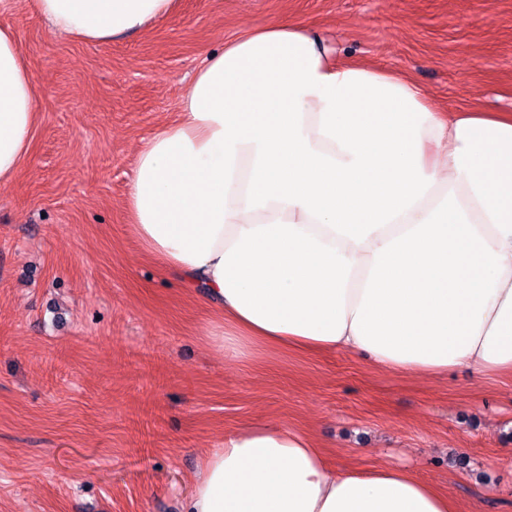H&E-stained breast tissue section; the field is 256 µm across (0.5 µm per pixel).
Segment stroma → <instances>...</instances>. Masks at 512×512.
I'll list each match as a JSON object with an SVG mask.
<instances>
[{"instance_id":"35a3bbf8","label":"stroma","mask_w":512,"mask_h":512,"mask_svg":"<svg viewBox=\"0 0 512 512\" xmlns=\"http://www.w3.org/2000/svg\"><path fill=\"white\" fill-rule=\"evenodd\" d=\"M281 17L341 62L408 75L441 111L512 112V0H179L106 44L9 0L0 28L41 95L33 152L0 187V512H179L205 455L255 419L314 434L336 468L404 466L459 512H512L511 377L225 358L212 314L127 233L143 141L209 52Z\"/></svg>"}]
</instances>
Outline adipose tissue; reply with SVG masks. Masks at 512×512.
<instances>
[{
	"mask_svg": "<svg viewBox=\"0 0 512 512\" xmlns=\"http://www.w3.org/2000/svg\"><path fill=\"white\" fill-rule=\"evenodd\" d=\"M97 43L177 0H34ZM39 84L0 29V186L31 153ZM128 234L219 314L233 358L354 352L415 378L512 376V113L442 112L408 76L283 18L208 54L177 122L140 150ZM182 512H457L408 469L331 467L308 431L258 419L209 451Z\"/></svg>",
	"mask_w": 512,
	"mask_h": 512,
	"instance_id": "obj_1",
	"label": "adipose tissue"
}]
</instances>
